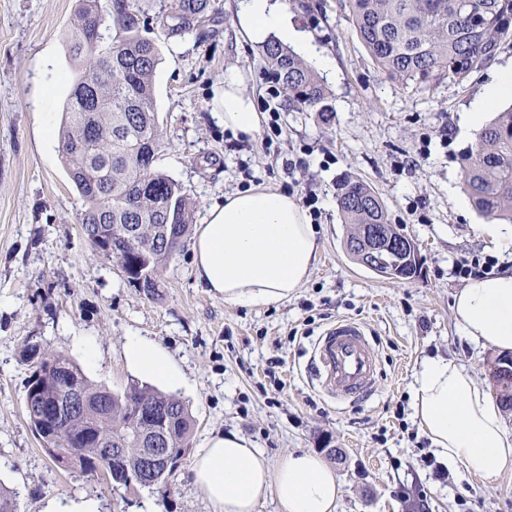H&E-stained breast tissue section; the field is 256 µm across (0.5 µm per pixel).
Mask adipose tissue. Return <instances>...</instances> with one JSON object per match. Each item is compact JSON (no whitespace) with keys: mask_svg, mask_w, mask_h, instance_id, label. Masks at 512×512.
Here are the masks:
<instances>
[{"mask_svg":"<svg viewBox=\"0 0 512 512\" xmlns=\"http://www.w3.org/2000/svg\"><path fill=\"white\" fill-rule=\"evenodd\" d=\"M236 25L245 39L263 43L277 38L299 44L310 62L329 70L287 14L272 0H240ZM224 127L254 136L263 115L243 88L240 74L224 77L220 99ZM317 230L295 195L270 184L225 194L213 204L192 244L198 284L226 304L264 308L292 298L319 260ZM458 332L471 344L512 352V269L471 278L455 296ZM124 354L131 370L176 386L182 374L160 346L129 338ZM414 418L437 455L484 482L512 469V431L485 383L455 357L422 363L412 385ZM194 485L214 512H256L275 497L282 512H336L342 493L335 469L320 455L288 453L279 463L241 434L215 432L191 466Z\"/></svg>","mask_w":512,"mask_h":512,"instance_id":"1","label":"adipose tissue"}]
</instances>
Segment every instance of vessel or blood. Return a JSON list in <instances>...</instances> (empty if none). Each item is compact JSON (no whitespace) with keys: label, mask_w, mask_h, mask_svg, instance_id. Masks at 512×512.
<instances>
[{"label":"vessel or blood","mask_w":512,"mask_h":512,"mask_svg":"<svg viewBox=\"0 0 512 512\" xmlns=\"http://www.w3.org/2000/svg\"><path fill=\"white\" fill-rule=\"evenodd\" d=\"M312 360L318 385L332 402L367 398L377 374V357L361 323L345 318L331 323L317 338Z\"/></svg>","instance_id":"b4317fda"}]
</instances>
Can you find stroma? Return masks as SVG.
<instances>
[{"mask_svg": "<svg viewBox=\"0 0 512 512\" xmlns=\"http://www.w3.org/2000/svg\"><path fill=\"white\" fill-rule=\"evenodd\" d=\"M170 2L139 0L161 57L156 168L191 198L198 224L224 193L249 185L316 193L320 260L294 297L267 308L228 305L200 287L187 238L158 295L129 285L83 235V202L61 161L79 2L0 0V483L15 490L17 512L80 497L96 499L100 512H213L190 466L215 431L248 437L274 463L291 451L319 453L341 482L336 512H512V470L491 485L460 469L435 478L422 460L433 448L412 408L425 359L456 356L484 379L494 356L460 336L453 319L467 283L458 264L489 258L512 267V250H495L476 231L482 218L460 182L474 138L461 116L512 65V39L463 82L421 90L378 71L349 0H278L334 61L319 74L334 111L326 123L287 96L270 98L261 46L242 41L233 25L239 0H211L214 21L182 38L168 37L158 20ZM232 71L243 74L258 111L279 113L282 135L270 146L225 131L216 97ZM345 175L369 184L390 223L416 242L418 277L383 279L350 257L336 200ZM340 318L365 325L379 373L369 400L338 408L321 393L310 357ZM131 336L165 349L186 379L175 394L194 419L193 451L165 488L115 490L101 473L60 467L26 415L32 369L20 355L24 344L64 353L88 379L120 392L136 378L123 354Z\"/></svg>", "mask_w": 512, "mask_h": 512, "instance_id": "obj_1", "label": "stroma"}]
</instances>
